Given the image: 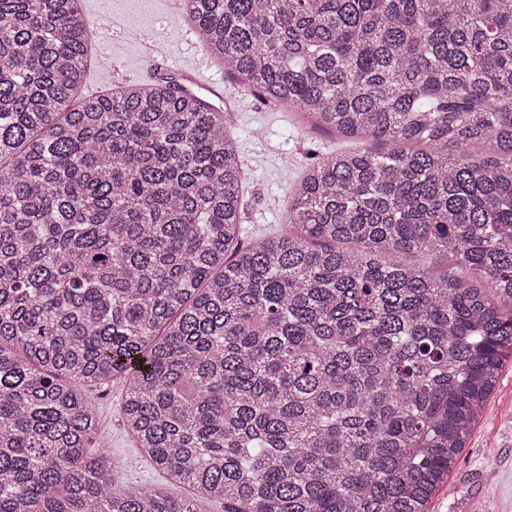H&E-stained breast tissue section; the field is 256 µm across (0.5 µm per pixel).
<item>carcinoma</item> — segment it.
I'll return each instance as SVG.
<instances>
[{
    "label": "carcinoma",
    "mask_w": 512,
    "mask_h": 512,
    "mask_svg": "<svg viewBox=\"0 0 512 512\" xmlns=\"http://www.w3.org/2000/svg\"><path fill=\"white\" fill-rule=\"evenodd\" d=\"M184 2L247 92L368 147L309 152L248 245L226 113L82 98L79 0H0V512H429L512 361V0ZM111 381L167 487H114Z\"/></svg>",
    "instance_id": "obj_1"
}]
</instances>
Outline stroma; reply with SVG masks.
<instances>
[{
  "instance_id": "obj_1",
  "label": "stroma",
  "mask_w": 512,
  "mask_h": 512,
  "mask_svg": "<svg viewBox=\"0 0 512 512\" xmlns=\"http://www.w3.org/2000/svg\"><path fill=\"white\" fill-rule=\"evenodd\" d=\"M96 41L106 42L112 72L88 70L83 96L94 97L123 83L150 79L160 69H199L223 90L233 109L235 135L248 166L245 196L246 239L278 229L293 183L308 149L341 148L334 134L313 129L297 113L260 103L203 53L187 23L175 15V0H79ZM86 396L99 415L98 438L107 443L116 487L148 486L161 476L136 451L121 420L122 386L110 383ZM430 512H512V364L475 426L455 469L432 498Z\"/></svg>"
}]
</instances>
